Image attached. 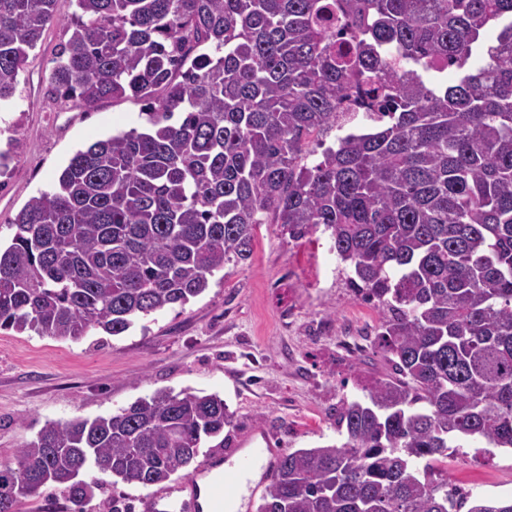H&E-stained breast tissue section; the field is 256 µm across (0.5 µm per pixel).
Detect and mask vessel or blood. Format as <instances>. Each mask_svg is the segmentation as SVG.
<instances>
[{"instance_id":"vessel-or-blood-1","label":"vessel or blood","mask_w":512,"mask_h":512,"mask_svg":"<svg viewBox=\"0 0 512 512\" xmlns=\"http://www.w3.org/2000/svg\"><path fill=\"white\" fill-rule=\"evenodd\" d=\"M272 454L270 440L253 441L248 452L236 461L211 466L209 512H237V504L251 499L259 490L257 474L272 469Z\"/></svg>"}]
</instances>
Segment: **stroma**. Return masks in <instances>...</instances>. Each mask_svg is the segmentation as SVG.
<instances>
[{
	"mask_svg": "<svg viewBox=\"0 0 512 512\" xmlns=\"http://www.w3.org/2000/svg\"><path fill=\"white\" fill-rule=\"evenodd\" d=\"M65 25L47 29L19 72L16 94L0 107V243L27 202L51 190L79 149L147 125L133 98L85 108L54 95L53 60ZM350 270L324 227L302 238L280 224L259 225L253 254L227 263L188 303L135 321L123 335L90 330L79 340L0 330V462L49 421L107 416L159 390L215 394L233 417L220 459L241 453L256 430L278 448L337 439L343 397L389 366L374 344L380 313L352 287ZM359 340L344 354L343 337ZM449 484L472 496H512V452L489 457L464 448L445 459Z\"/></svg>",
	"mask_w": 512,
	"mask_h": 512,
	"instance_id": "obj_1",
	"label": "stroma"
}]
</instances>
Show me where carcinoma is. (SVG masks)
<instances>
[{
  "label": "carcinoma",
  "instance_id": "carcinoma-1",
  "mask_svg": "<svg viewBox=\"0 0 512 512\" xmlns=\"http://www.w3.org/2000/svg\"><path fill=\"white\" fill-rule=\"evenodd\" d=\"M63 22L55 95L133 97L149 127L78 150L6 224L0 330L120 336L248 261L257 225L322 226L392 372L341 399L340 440L278 457L256 512H512L435 467L512 448V0H0V103ZM358 94L377 127L324 146ZM230 418L216 394L157 391L49 421L0 462V512L165 483Z\"/></svg>",
  "mask_w": 512,
  "mask_h": 512
}]
</instances>
